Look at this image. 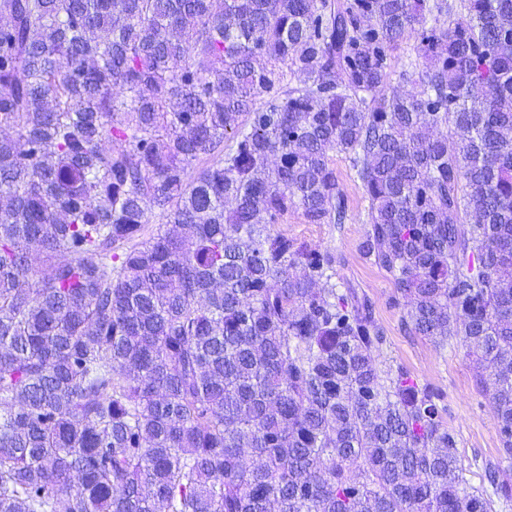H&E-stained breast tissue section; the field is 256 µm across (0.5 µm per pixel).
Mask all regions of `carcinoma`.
<instances>
[{"label":"carcinoma","instance_id":"1","mask_svg":"<svg viewBox=\"0 0 512 512\" xmlns=\"http://www.w3.org/2000/svg\"><path fill=\"white\" fill-rule=\"evenodd\" d=\"M459 3L0 0V512L512 503L442 393L377 367L335 257L268 231L342 223L347 155L361 254L407 330L490 365L512 468V0Z\"/></svg>","mask_w":512,"mask_h":512}]
</instances>
